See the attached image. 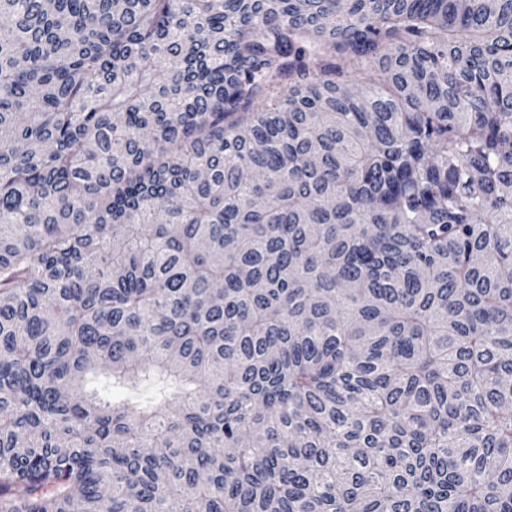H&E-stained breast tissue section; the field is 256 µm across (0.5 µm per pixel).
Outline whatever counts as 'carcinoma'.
<instances>
[{
    "label": "carcinoma",
    "instance_id": "cac0c4a2",
    "mask_svg": "<svg viewBox=\"0 0 512 512\" xmlns=\"http://www.w3.org/2000/svg\"><path fill=\"white\" fill-rule=\"evenodd\" d=\"M0 512H512V0H0Z\"/></svg>",
    "mask_w": 512,
    "mask_h": 512
}]
</instances>
